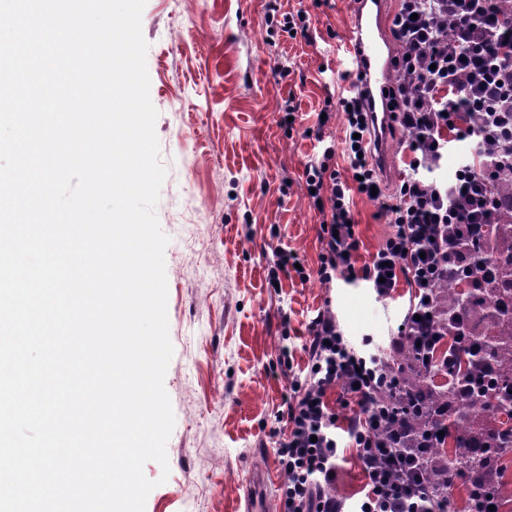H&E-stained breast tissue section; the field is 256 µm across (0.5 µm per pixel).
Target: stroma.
Listing matches in <instances>:
<instances>
[{
    "instance_id": "stroma-1",
    "label": "stroma",
    "mask_w": 512,
    "mask_h": 512,
    "mask_svg": "<svg viewBox=\"0 0 512 512\" xmlns=\"http://www.w3.org/2000/svg\"><path fill=\"white\" fill-rule=\"evenodd\" d=\"M355 0H146L142 35L155 132L166 171L155 207L165 249L173 356L164 387L175 425L168 469L145 512H244L255 472H265L271 512L285 480L275 455V416L307 361L305 323L331 302L354 341L382 345L412 288L399 281L381 303L362 287L317 279L268 284L275 248L316 271L321 217L304 169L316 152L304 130L342 87ZM309 14L311 40L292 39L276 18ZM296 106L298 120L284 119ZM377 202L356 198L355 231L367 261L390 231Z\"/></svg>"
}]
</instances>
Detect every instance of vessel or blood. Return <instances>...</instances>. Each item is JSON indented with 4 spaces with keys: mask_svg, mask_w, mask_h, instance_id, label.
<instances>
[{
    "mask_svg": "<svg viewBox=\"0 0 512 512\" xmlns=\"http://www.w3.org/2000/svg\"><path fill=\"white\" fill-rule=\"evenodd\" d=\"M382 0H358L354 25L348 42L355 72V92L376 95L388 83L391 73L384 56L390 40L378 20Z\"/></svg>",
    "mask_w": 512,
    "mask_h": 512,
    "instance_id": "b4317fda",
    "label": "vessel or blood"
}]
</instances>
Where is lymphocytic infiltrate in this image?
<instances>
[{
    "label": "lymphocytic infiltrate",
    "instance_id": "f902f5d3",
    "mask_svg": "<svg viewBox=\"0 0 512 512\" xmlns=\"http://www.w3.org/2000/svg\"><path fill=\"white\" fill-rule=\"evenodd\" d=\"M392 29L400 45L391 57L395 79L385 100L390 120L408 133L411 164L387 201L374 161L375 142L366 95L342 90L337 110L345 122L350 173L336 169V149L318 120L306 128L319 152L306 164L322 217L320 264L299 270L301 281L372 290L390 299L399 280L414 289L382 351L372 353L345 334L331 304L310 317L302 346L305 375H293L292 394L278 413L285 427L276 443L286 475L283 512H447V498L432 487L438 464L429 453L437 428H414L407 411L415 396L403 382L399 353L436 372L453 387L454 365L439 363L442 308L435 286L469 276L462 246L474 228L493 223L502 200L500 182L512 176V0H398ZM456 156L451 180L439 172ZM374 195L392 228L368 262L351 208L355 195ZM341 389L337 405L327 395ZM350 443L364 474L362 496L334 494L339 449Z\"/></svg>",
    "mask_w": 512,
    "mask_h": 512
}]
</instances>
